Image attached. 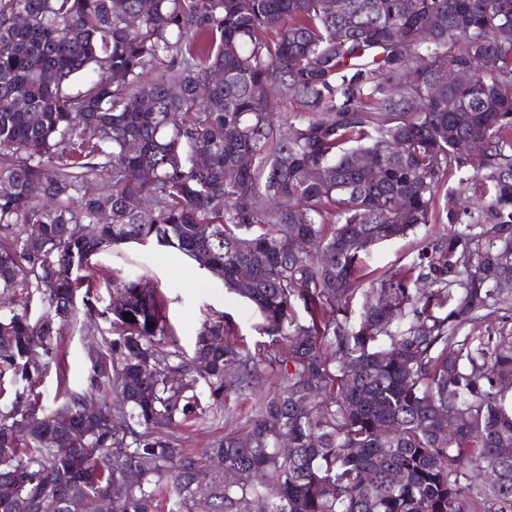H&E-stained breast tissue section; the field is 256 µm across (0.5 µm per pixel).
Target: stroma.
<instances>
[{
    "label": "stroma",
    "mask_w": 512,
    "mask_h": 512,
    "mask_svg": "<svg viewBox=\"0 0 512 512\" xmlns=\"http://www.w3.org/2000/svg\"><path fill=\"white\" fill-rule=\"evenodd\" d=\"M450 224H428L417 228L415 233L396 238L371 248L362 257L361 281L363 288H370L379 275L399 270L416 261L424 242L447 235ZM96 306L106 310L115 292L112 288V272L150 276L165 298V314L173 335L185 355H192L197 333L204 321L228 316L235 324L241 338L251 351H263L265 356L277 355L278 347L260 334L261 319L244 299L227 291L223 281L198 266L186 256L169 248L153 244L122 245L108 249L95 260ZM59 365L50 366L40 389L46 404L59 407L65 397L64 389L81 390L86 386L88 353L100 342L97 334L84 332L80 327L63 328ZM273 375H265L255 393L228 398L223 408L210 406L209 390L198 385L197 393L206 405V414L175 427L172 437L179 447L199 461H206L215 441L231 430L242 429L256 408L257 397L272 389Z\"/></svg>",
    "instance_id": "obj_1"
}]
</instances>
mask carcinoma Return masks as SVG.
I'll return each mask as SVG.
<instances>
[{
  "mask_svg": "<svg viewBox=\"0 0 512 512\" xmlns=\"http://www.w3.org/2000/svg\"><path fill=\"white\" fill-rule=\"evenodd\" d=\"M334 2L0 0V295L44 306L0 315V512H81L109 488L122 512L200 497L222 512H512V347L463 335L512 310V0ZM274 85L295 110L282 120ZM137 196L152 208L128 209ZM443 219L460 230L376 279L353 318L361 255ZM129 243L222 269L282 346L245 432L210 449L235 483L197 481L169 428L197 416L199 383L221 405L268 359L223 319L186 357L140 275H112L123 301L100 329L84 272ZM77 323L101 345L58 427L36 386ZM100 393L113 398L85 418Z\"/></svg>",
  "mask_w": 512,
  "mask_h": 512,
  "instance_id": "carcinoma-1",
  "label": "carcinoma"
}]
</instances>
